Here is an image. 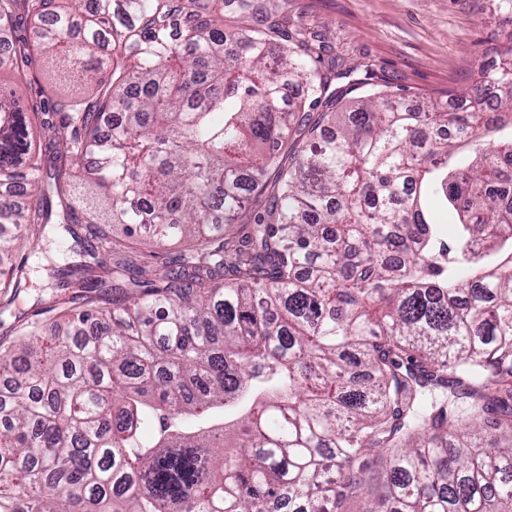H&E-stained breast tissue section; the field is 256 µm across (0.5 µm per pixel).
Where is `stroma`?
<instances>
[{"label": "stroma", "instance_id": "obj_1", "mask_svg": "<svg viewBox=\"0 0 512 512\" xmlns=\"http://www.w3.org/2000/svg\"><path fill=\"white\" fill-rule=\"evenodd\" d=\"M506 0H280L304 26L326 33L345 66L369 65L394 86L421 97L447 100L472 85L477 64L512 43ZM57 239H40L30 258L32 288L0 312L11 324L29 313L44 289L42 266L62 259Z\"/></svg>", "mask_w": 512, "mask_h": 512}]
</instances>
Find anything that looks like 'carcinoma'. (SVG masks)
Masks as SVG:
<instances>
[{
	"label": "carcinoma",
	"instance_id": "cac0c4a2",
	"mask_svg": "<svg viewBox=\"0 0 512 512\" xmlns=\"http://www.w3.org/2000/svg\"><path fill=\"white\" fill-rule=\"evenodd\" d=\"M275 2L0 0V307L70 240L0 330V512H512V63L412 112ZM49 71L47 69L39 70L34 79L31 80V85H28L26 88V95L31 98L35 97L36 94L42 89H44L47 93H50V88L53 86L51 95L54 97H63L64 95L72 94L76 88H73L72 86H65L63 84H57L55 86L54 83H52L51 78L49 76ZM47 239L40 237L37 243L36 239L34 243V251L30 258V264L32 267L31 280L33 281L34 288H29L26 292L20 294L16 301L2 313L0 312V322L4 323L6 328L9 324L13 323L18 317L27 316L26 313H30L31 307L39 295H42L45 302L48 305H52V296L49 289H44L41 286L44 284L42 281V265L46 263L48 258L56 260L62 259L65 255L63 254V246L58 244L56 235ZM25 313V315H24Z\"/></svg>",
	"mask_w": 512,
	"mask_h": 512
}]
</instances>
